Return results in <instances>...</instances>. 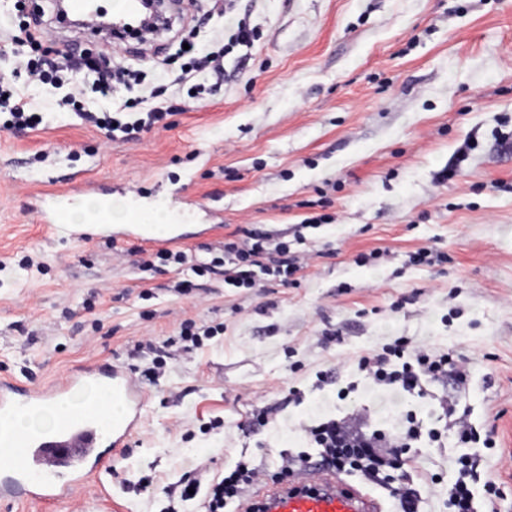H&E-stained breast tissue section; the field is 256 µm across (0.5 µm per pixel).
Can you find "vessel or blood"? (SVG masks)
Here are the masks:
<instances>
[{"label":"vessel or blood","instance_id":"b4317fda","mask_svg":"<svg viewBox=\"0 0 512 512\" xmlns=\"http://www.w3.org/2000/svg\"><path fill=\"white\" fill-rule=\"evenodd\" d=\"M110 389L125 405L124 415L100 427L97 409L86 406L61 418L43 433L15 432L6 444L14 455L0 460V505L33 501L45 505L70 498L99 476L108 454L127 448L139 429L146 394L123 367L109 362L87 363L58 382L30 386L0 379V422L49 404L70 405L82 387ZM381 512L380 502L349 486L335 471L321 465L307 468L298 482L258 485L242 505L243 512Z\"/></svg>","mask_w":512,"mask_h":512}]
</instances>
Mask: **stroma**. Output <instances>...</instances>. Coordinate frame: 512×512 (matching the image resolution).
Wrapping results in <instances>:
<instances>
[{
  "label": "stroma",
  "mask_w": 512,
  "mask_h": 512,
  "mask_svg": "<svg viewBox=\"0 0 512 512\" xmlns=\"http://www.w3.org/2000/svg\"><path fill=\"white\" fill-rule=\"evenodd\" d=\"M181 7L183 22L199 21L201 53L226 42L224 0ZM233 14L259 38L225 53L222 87L198 101L165 58L169 31L145 35L140 54L106 32L45 19L47 57L75 44L141 71L145 92L186 101L172 128L130 142L106 140L0 45V73L45 115L35 130H0V376L40 386L95 360L132 371L144 364L139 340L177 336L189 318L224 325L146 385L143 425L105 478L109 497L90 485L12 512H161L163 487L185 472L242 459L263 466V482L285 483L282 457L312 452L305 429L323 417L389 435L409 414L438 442L413 443L402 468L374 481L349 471L348 483L384 512H396L403 483L418 512H450L448 487L466 455L478 463L477 505L492 484L497 512H512V0H237ZM454 162L458 176L437 181ZM69 171L82 175L77 198L165 213L193 260L245 224L292 237L311 201L326 199L334 221L306 230L297 285L231 290L218 275L188 298L172 292L175 273L138 268L135 239L77 240L40 222L34 187L53 189ZM425 246L447 262L412 264ZM373 250L380 258L358 263ZM400 337L454 351L466 385L435 381L423 399L367 392L358 358ZM321 371L333 380L322 390ZM352 381L357 390L338 400ZM450 401L493 430L495 447L458 443ZM217 418L223 428L209 430ZM145 475L155 494L134 492Z\"/></svg>",
  "instance_id": "35a3bbf8"
}]
</instances>
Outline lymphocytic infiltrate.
Listing matches in <instances>:
<instances>
[{"instance_id": "1", "label": "lymphocytic infiltrate", "mask_w": 512, "mask_h": 512, "mask_svg": "<svg viewBox=\"0 0 512 512\" xmlns=\"http://www.w3.org/2000/svg\"><path fill=\"white\" fill-rule=\"evenodd\" d=\"M26 58V67L33 80L56 88L69 82L73 74L87 75L97 98L87 104L77 103L76 110L108 140L130 141L143 129L156 126L167 130L171 127L170 118L176 111L175 105L166 100L149 104L144 97L133 95L139 74L123 63L99 67L92 57L80 51L65 54L60 61L50 63L32 56ZM121 88L130 91L131 96L124 101L121 110L116 111L111 107L112 96ZM0 103L6 106V118L0 123V128L32 129L43 121L42 114L33 111L24 88L0 90ZM160 267L184 271L185 276L176 289L187 294L195 288L198 280L218 273L223 274L224 285L228 288L252 289L258 287L263 279L292 284L305 267V257L290 242L277 241L266 233L242 226L235 230L233 238L225 240L222 254L209 260L192 264L186 252L165 248L146 252L140 260L141 270ZM223 332V324L186 319L179 326L177 338L142 341V348L153 356L151 367L141 372L142 379H155L159 368L169 358L171 347H179L183 352L198 349ZM358 367L365 372L372 386H393L398 392L420 396L424 395L429 381L449 376L462 386L467 378L466 370L452 351L432 353L415 349L406 340L384 348L381 353L361 357ZM306 432L311 441L321 448L326 465L336 473L360 469L373 478L387 465L385 456L378 451L373 439L352 434L343 421L330 418L307 427ZM261 476L258 466L242 460L233 470L207 479L183 477L166 487L168 505L165 512H178V504L190 501L194 496L203 498L205 512H224L226 500L241 498L244 490Z\"/></svg>"}]
</instances>
